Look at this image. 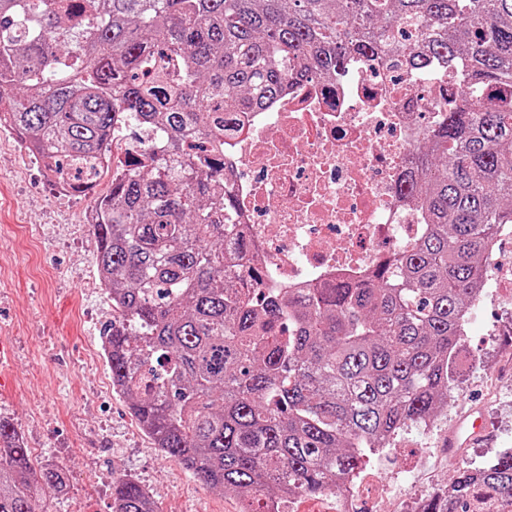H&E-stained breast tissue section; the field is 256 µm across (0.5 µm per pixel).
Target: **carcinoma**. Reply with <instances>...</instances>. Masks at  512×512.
<instances>
[{
	"label": "carcinoma",
	"mask_w": 512,
	"mask_h": 512,
	"mask_svg": "<svg viewBox=\"0 0 512 512\" xmlns=\"http://www.w3.org/2000/svg\"><path fill=\"white\" fill-rule=\"evenodd\" d=\"M404 24L420 26L412 45L394 42ZM376 51L467 68L399 186L430 229L363 279L265 294L224 256V136L290 81ZM131 119L161 146L127 155L100 193L93 161ZM1 123L71 194L95 195L112 390L243 512H282L340 493L447 400L483 261L512 224V0H0ZM1 441L0 512H35L66 473L34 471L4 420ZM481 497L512 512V450L457 467L422 512ZM112 500L154 512L128 476ZM332 499L333 494L331 493L316 496L303 495L284 504V510L288 512H327Z\"/></svg>",
	"instance_id": "cac0c4a2"
}]
</instances>
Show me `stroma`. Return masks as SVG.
Returning a JSON list of instances; mask_svg holds the SVG:
<instances>
[{
	"label": "stroma",
	"instance_id": "35a3bbf8",
	"mask_svg": "<svg viewBox=\"0 0 512 512\" xmlns=\"http://www.w3.org/2000/svg\"><path fill=\"white\" fill-rule=\"evenodd\" d=\"M24 166L19 183L14 166ZM53 205L38 161L0 151V343L11 351L8 383L0 385V417L10 420L34 464L67 473L63 492L44 490L36 512H112V484L137 479L155 512H238V496L215 491L140 428L112 378L100 332L112 317L95 288V238L88 224H43L36 204ZM468 364L456 371L448 404L431 425L399 433L392 447L366 460L372 480L354 512H413L416 501L449 486L458 464L482 465L492 451L512 448V288L485 289L466 325ZM481 434L460 450L448 439L462 419Z\"/></svg>",
	"mask_w": 512,
	"mask_h": 512
}]
</instances>
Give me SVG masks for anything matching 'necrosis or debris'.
Instances as JSON below:
<instances>
[{
	"label": "necrosis or debris",
	"instance_id": "necrosis-or-debris-1",
	"mask_svg": "<svg viewBox=\"0 0 512 512\" xmlns=\"http://www.w3.org/2000/svg\"><path fill=\"white\" fill-rule=\"evenodd\" d=\"M467 81L464 67L415 68L387 53L350 58L328 81L313 74L224 138L234 223L250 240L241 271L264 287L358 280L428 226L400 196L412 152L441 106Z\"/></svg>",
	"mask_w": 512,
	"mask_h": 512
}]
</instances>
